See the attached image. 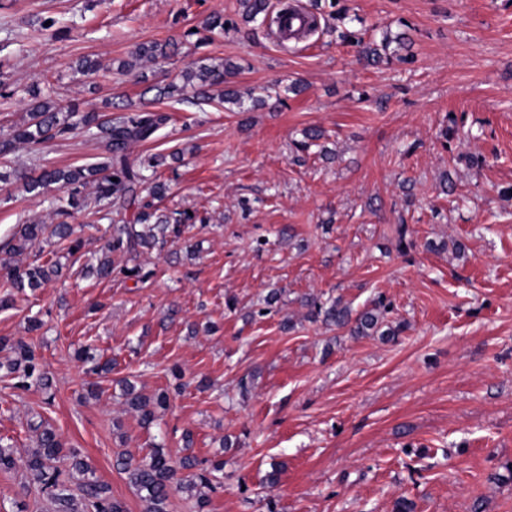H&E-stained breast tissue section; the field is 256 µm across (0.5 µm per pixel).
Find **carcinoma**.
<instances>
[{
    "label": "carcinoma",
    "instance_id": "1",
    "mask_svg": "<svg viewBox=\"0 0 512 512\" xmlns=\"http://www.w3.org/2000/svg\"><path fill=\"white\" fill-rule=\"evenodd\" d=\"M242 19L249 23L271 8L270 0H239ZM224 17L220 14L208 16L202 22L207 35L202 41L212 40V34L224 32ZM176 44L170 41L141 44L131 53L135 61L158 62L175 53ZM224 85V64H203L182 71L179 78L163 87H157L153 102H140L139 110L115 117L98 112H79L71 106L62 113L58 102L50 96L33 94L24 124L10 126L0 135V157L12 153L17 146L26 145L34 150L57 139H67L82 133L93 140L99 149L98 161L70 169L46 168L36 178L13 173L22 182L24 190L34 196H43L51 190L68 195V206L57 207L49 222L19 224L3 245L6 257L0 258V267L6 271L11 287L19 292L43 287L58 275L57 263L47 261L31 262L25 266L13 263V258L24 253L33 244L52 239L59 243L69 242L67 253L74 255L82 248L83 241L75 236L74 212L84 211L96 218V222L108 221L104 235L107 244L96 262L85 266L86 272L100 279L112 277L114 271L112 254L124 251L139 255L168 241L179 239L189 224H206L208 219L188 211L169 212L160 207L168 191L167 184L156 178L157 169L164 165L166 158L177 162L181 154L177 151L166 157L162 154L150 156L147 162L136 165L129 159V149L135 143L152 141L160 136L161 130L169 123L170 115L152 107L162 99L175 98L191 105L219 103L241 104L238 91ZM325 132L318 128L305 131V140L297 144V150L307 152L311 147H320L327 155L326 147L319 146ZM152 170L151 175L143 173ZM134 210L133 223L119 224L112 219V212ZM302 305L309 310L310 319L343 329L351 336L379 335L390 341L405 328L402 322L396 325L386 323L388 309L375 306L357 314L341 300L321 301L316 297H305ZM0 351H9L14 358L0 362L3 377L19 378V385L25 387L32 379L42 388L50 387V377L40 366L34 349L22 339L0 337ZM75 357L88 366V371L97 374L112 372V361L101 360L89 347L75 351ZM122 397L126 411L138 417L140 425L148 427L157 420V412L168 406L169 397L165 390L147 393L129 382L121 383ZM37 433V447L24 461L23 485L37 484L55 504V512H127L125 503L112 496L109 484L96 476L95 469L81 456L76 448H69L58 434L43 423L34 427ZM119 471L127 477L144 506V512H168L170 497L175 492L197 497V505L204 508V490L214 489L208 470L199 467L194 456H184L178 461L169 458L156 446L146 457L136 458L121 453L115 459ZM65 466L78 473L79 495L70 493L65 483L59 480L60 467Z\"/></svg>",
    "mask_w": 512,
    "mask_h": 512
}]
</instances>
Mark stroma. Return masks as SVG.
<instances>
[{
	"label": "stroma",
	"mask_w": 512,
	"mask_h": 512,
	"mask_svg": "<svg viewBox=\"0 0 512 512\" xmlns=\"http://www.w3.org/2000/svg\"><path fill=\"white\" fill-rule=\"evenodd\" d=\"M296 2L322 16L300 40L240 23L237 0H0V72L13 92L0 98V125L25 119L34 86L99 112L211 62L228 67L230 88L266 99L164 104L163 138L132 146L134 162L181 151L182 163L160 171L164 204L207 218L182 242L138 255L147 280L124 277L120 253L112 278L84 276L105 238L82 212L79 259L44 242L21 258L62 260L61 277L13 293L0 276V297L12 298L0 337L31 344L52 378L47 390L0 379V444L26 457L32 425H49L127 512L142 506L115 455L157 445L174 459L223 460L205 512H393L402 496L415 512H512V201L502 198L512 188V0H339L356 36L411 40L412 63L377 67L338 39L329 0ZM216 12L235 27L199 44L193 28ZM48 17L60 32L41 29ZM169 39L174 56L120 72L135 45ZM84 57L100 70L76 71ZM297 82L304 92H292ZM311 127L326 130L335 159L297 157ZM97 155L80 135L16 150L0 172L36 176ZM445 177L459 203L441 194ZM53 206L19 181L0 183V243ZM274 288L280 299L265 306ZM306 295L357 312L382 301L388 321L406 327L390 342L354 337L308 320ZM287 317L297 324L289 333ZM82 346L115 360L112 373L86 374L74 357ZM124 377L169 390L151 427L123 412ZM275 461L287 468L272 485ZM21 482V469L0 470V512L20 501L54 512Z\"/></svg>",
	"instance_id": "35a3bbf8"
}]
</instances>
